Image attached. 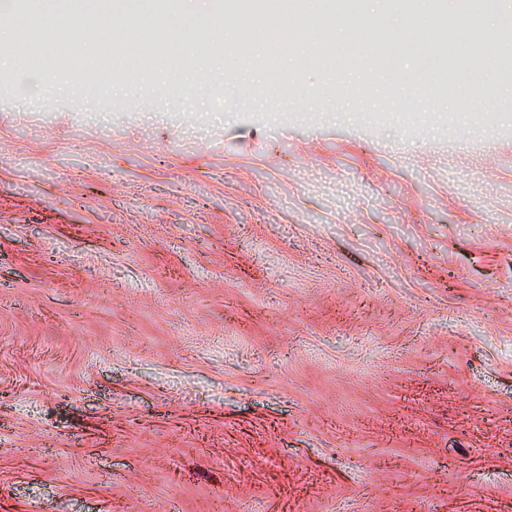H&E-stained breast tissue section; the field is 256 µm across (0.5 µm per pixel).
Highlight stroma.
<instances>
[{"mask_svg": "<svg viewBox=\"0 0 512 512\" xmlns=\"http://www.w3.org/2000/svg\"><path fill=\"white\" fill-rule=\"evenodd\" d=\"M224 29L121 96L9 44L0 512H512V114Z\"/></svg>", "mask_w": 512, "mask_h": 512, "instance_id": "1", "label": "stroma"}]
</instances>
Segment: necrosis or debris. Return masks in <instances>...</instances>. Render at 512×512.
Returning a JSON list of instances; mask_svg holds the SVG:
<instances>
[{"instance_id": "4bbe7bcc", "label": "necrosis or debris", "mask_w": 512, "mask_h": 512, "mask_svg": "<svg viewBox=\"0 0 512 512\" xmlns=\"http://www.w3.org/2000/svg\"><path fill=\"white\" fill-rule=\"evenodd\" d=\"M494 6V0H384L381 13L360 18L356 0H324L321 19L362 37L384 75H391L405 51L433 59L434 75L428 89L445 94L458 89L473 56L485 57L499 79L512 82V56H489L483 47L487 40L512 43L511 17H503L493 29L484 25L485 14ZM180 7L181 0H64L61 10L88 27L109 18L111 44L98 43L91 49L95 75L121 70L129 81L142 83L148 80L152 67L177 74L196 68L198 58L208 54L209 47L199 42L196 27L171 25ZM5 13L21 28L20 48L29 68L65 65L62 50L70 42V29L42 27L36 0H7ZM244 15L256 27L270 19L276 22L272 36L241 40L235 49L238 56L251 58L257 65L273 62L281 46L294 38V23L308 19L306 0H214V22ZM428 28L436 34L430 42L420 37L421 30ZM135 37L143 49H151L154 42L162 40L170 50L153 55L147 65L131 61L122 47Z\"/></svg>"}]
</instances>
